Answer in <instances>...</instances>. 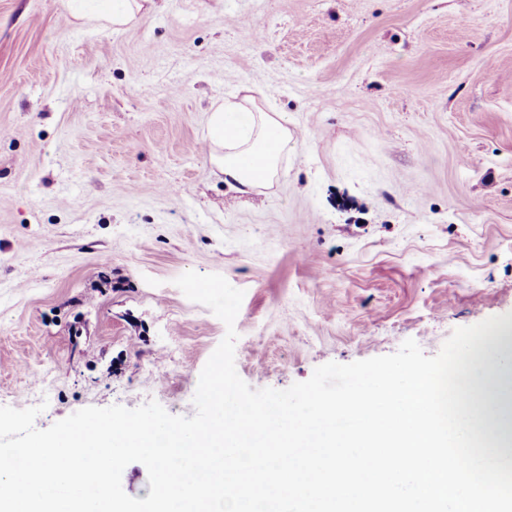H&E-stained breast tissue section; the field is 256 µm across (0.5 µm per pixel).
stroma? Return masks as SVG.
<instances>
[{
  "mask_svg": "<svg viewBox=\"0 0 512 512\" xmlns=\"http://www.w3.org/2000/svg\"><path fill=\"white\" fill-rule=\"evenodd\" d=\"M94 9L0 0V405L193 416L226 326L188 271L243 290L255 389L512 312V0ZM250 85L299 146L240 196L190 147ZM100 14L96 19L112 24V27H122L133 20L143 11L144 3L151 0H98Z\"/></svg>",
  "mask_w": 512,
  "mask_h": 512,
  "instance_id": "obj_1",
  "label": "stroma"
}]
</instances>
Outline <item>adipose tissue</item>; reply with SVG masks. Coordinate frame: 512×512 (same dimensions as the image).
I'll list each match as a JSON object with an SVG mask.
<instances>
[{
  "label": "adipose tissue",
  "mask_w": 512,
  "mask_h": 512,
  "mask_svg": "<svg viewBox=\"0 0 512 512\" xmlns=\"http://www.w3.org/2000/svg\"><path fill=\"white\" fill-rule=\"evenodd\" d=\"M209 160L230 189L250 194L272 186L298 141L284 113L261 90L212 108Z\"/></svg>",
  "instance_id": "1"
}]
</instances>
